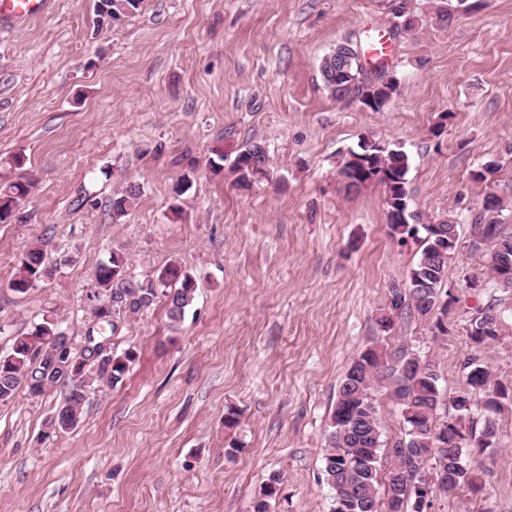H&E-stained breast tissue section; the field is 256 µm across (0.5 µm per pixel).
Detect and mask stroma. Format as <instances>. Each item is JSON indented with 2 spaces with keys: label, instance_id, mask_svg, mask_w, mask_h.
<instances>
[{
  "label": "stroma",
  "instance_id": "1",
  "mask_svg": "<svg viewBox=\"0 0 512 512\" xmlns=\"http://www.w3.org/2000/svg\"><path fill=\"white\" fill-rule=\"evenodd\" d=\"M454 2L413 0L419 24L400 34L391 0H144L102 29L95 0H49L39 19L0 22V159L24 152L36 181L0 223V351L50 314L85 345L98 327L93 274L111 252L137 279L177 262L197 284L178 328L161 301L118 315L112 349L136 358L122 383L90 388L75 429L49 430L68 385L0 402V512H249L275 473L271 512H332L323 456L342 379L365 348L384 355L373 398L387 441L401 432V351L438 373L440 420L471 354L512 387V288L467 286L486 266L469 247L486 191L512 225V0L439 21L437 6ZM371 30L388 35L400 83L381 112L332 98L319 75L337 43L365 45ZM363 137L408 153L425 220L458 222L443 332L414 317L379 323L419 244L391 236L380 187L342 182ZM249 140L265 144L268 174L242 187L235 160ZM489 160L491 184L474 182ZM127 181L143 195L116 221L112 197ZM40 239L49 259L76 260L14 293L18 261ZM490 305L502 334L476 352L468 331ZM495 421L496 446L473 452L480 491L438 494L431 512H512V407Z\"/></svg>",
  "mask_w": 512,
  "mask_h": 512
}]
</instances>
